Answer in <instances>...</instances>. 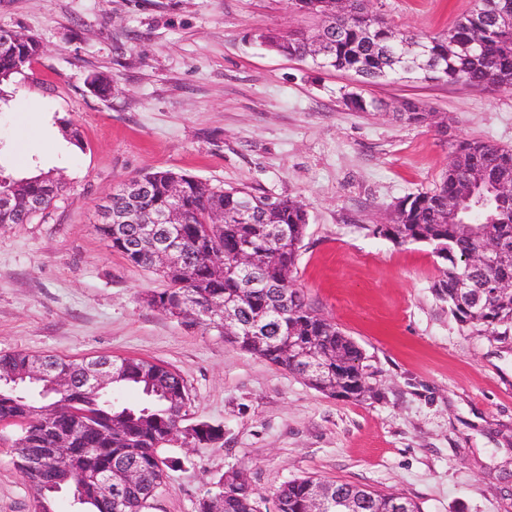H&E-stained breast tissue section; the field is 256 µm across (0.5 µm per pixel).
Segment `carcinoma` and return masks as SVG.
Wrapping results in <instances>:
<instances>
[{
    "label": "carcinoma",
    "instance_id": "carcinoma-1",
    "mask_svg": "<svg viewBox=\"0 0 512 512\" xmlns=\"http://www.w3.org/2000/svg\"><path fill=\"white\" fill-rule=\"evenodd\" d=\"M301 2L302 13L315 20V28L270 30L265 43L276 52L319 68L352 72L366 83L385 79L412 82H463L476 88L512 89V31L496 32L490 23L494 0H473L471 9L455 20L447 31L421 37L398 33L364 0H351L347 11L335 15L329 0ZM328 40L326 54L313 56V44ZM473 47L469 55H453L449 44ZM40 42L31 36L0 49V83L29 65L40 54ZM344 105L355 112H374L385 103L363 93H347ZM398 119L427 124L430 112L414 100L397 107ZM454 153L471 161L463 168L452 161L435 187L399 202V223L374 233L398 244L423 242L440 261V276L434 281L436 296L448 303L452 317L471 333L507 335L512 328V289L487 294L489 281H512V261L482 274L467 267L466 259L484 240L497 239L512 247V200L488 194L480 207L448 217V197H460L480 172L488 178L512 176V149L486 140L459 142ZM146 190L131 195L126 186L112 193L103 212L120 219L134 210L139 222L124 224L115 235L107 224L97 225L112 251L134 266L157 269L153 240L143 236L140 225L154 223L157 214L171 204L169 186L182 185L181 206L185 223L167 224L172 240L182 248L183 261L161 270L166 288L149 296L147 303L164 315L180 317L201 312L214 302L237 308L241 331L227 336L231 344L267 362L300 376L310 387L328 396L360 400L372 392L373 372L363 363L359 345L336 324L314 310L304 292L297 288L292 273L308 224L306 205L289 197L257 195L245 187L214 188L192 176L171 169L139 176ZM63 191L52 172L19 180L0 177V194L28 195L39 201L33 210L0 209V225L28 224L44 212ZM224 212V221L211 219L214 210ZM257 256V270L245 273L236 265L243 246ZM472 279L473 300L459 297L461 276ZM48 361L58 372L81 381L86 361H66L48 355L14 352L0 355V369L25 371ZM116 364L123 380L118 388H136L143 395L138 405H127L112 393L98 401L99 417L88 423L75 419L48 420L38 412L42 397L20 401L0 391V418L24 425L14 448V463L24 472L26 453L38 448L51 453L54 438L64 435L70 446L80 449L69 471L51 468L29 476L35 494V512H56V496L49 484L80 480L100 466L112 468V483L123 481L126 469L140 470L143 480L126 488L121 506L94 499L86 512H143L163 482L165 468L173 463L165 455V435L186 421L191 407L189 389L182 375L169 367L139 358H119ZM339 492L360 502L359 512H420L417 503L404 493H377L350 483H330L304 478L284 483L274 495L276 512H308L315 490ZM222 503L221 512H260L254 489L219 479L207 491L198 512H211L212 503Z\"/></svg>",
    "mask_w": 512,
    "mask_h": 512
}]
</instances>
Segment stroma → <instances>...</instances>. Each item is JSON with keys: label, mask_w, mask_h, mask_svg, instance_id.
Masks as SVG:
<instances>
[{"label": "stroma", "mask_w": 512, "mask_h": 512, "mask_svg": "<svg viewBox=\"0 0 512 512\" xmlns=\"http://www.w3.org/2000/svg\"><path fill=\"white\" fill-rule=\"evenodd\" d=\"M472 0H373L396 29L433 35ZM288 0H0V27L35 36L41 55L0 85V176L50 169L65 190L28 224L0 225V355L137 357L169 366L191 421L221 439L170 444L176 460L146 512H197L214 481L243 477L271 507L285 482L315 477L401 492L420 512H512V335H474L432 293L429 246L375 235L403 197L434 188L456 143L512 148V90L358 76L280 55L258 36L312 27ZM111 83L97 95L92 76ZM35 100L17 111L19 92ZM351 91L385 110L354 112ZM423 102L444 129L391 108ZM76 124L56 152L37 115ZM27 165H20L19 152ZM173 169L217 188L305 203L294 278L313 308L374 368L360 401L301 378L149 307L154 271L113 253L101 207L128 179ZM21 424L0 425V512H33L14 465Z\"/></svg>", "instance_id": "obj_1"}]
</instances>
